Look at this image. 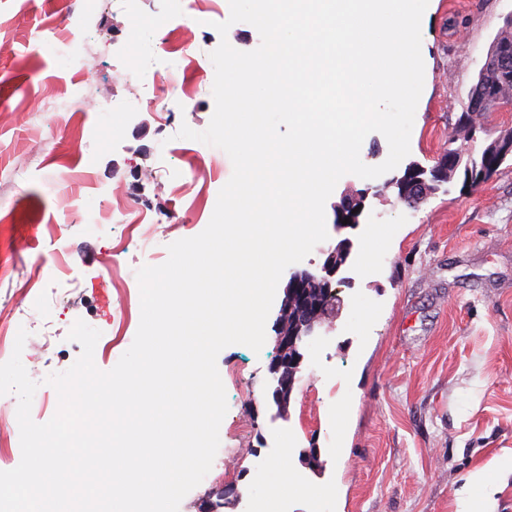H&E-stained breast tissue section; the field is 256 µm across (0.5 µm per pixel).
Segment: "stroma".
<instances>
[{
  "mask_svg": "<svg viewBox=\"0 0 512 512\" xmlns=\"http://www.w3.org/2000/svg\"><path fill=\"white\" fill-rule=\"evenodd\" d=\"M64 0H0V217L13 242L0 270V309L25 328L22 362L38 382L37 423L57 411L45 379L81 355L68 333L77 320L100 330L94 362L113 369L140 322L136 272L159 265L169 244L208 225L232 163L210 166L223 150L178 138L181 126L204 131L214 111L211 52L221 39L240 51L260 44L249 23L219 36L228 0L197 11L193 0H100L73 15L77 52L94 59L95 83L65 65L46 41ZM421 52L425 89L410 136L407 163L431 169L448 149L454 124L489 46L512 16V0H429ZM147 29L141 41L128 32ZM185 72L187 111L159 121L136 109L141 68L165 77ZM46 103L42 112L31 101ZM403 167L374 179L342 177L325 205L327 224L347 194L364 196L351 255L333 287L336 316L303 348L288 413L268 399L273 339L261 351L231 345L218 355L228 411L220 429L227 470L213 469L181 501L200 512L218 487L238 497L220 512H252L255 463H287L303 485L325 497L285 498L280 512H454L470 491L488 512H512V473L486 489L471 488V471L512 454V158L466 189L461 176L439 186L418 209L400 203L390 182ZM72 196L64 215L58 192ZM138 201L158 229L146 246L113 256L124 225L84 221L112 206L111 192ZM93 258L70 285L61 262L80 246ZM41 302L19 303L24 289ZM127 320H120V307ZM319 451L320 469L299 459Z\"/></svg>",
  "mask_w": 512,
  "mask_h": 512,
  "instance_id": "35a3bbf8",
  "label": "stroma"
}]
</instances>
